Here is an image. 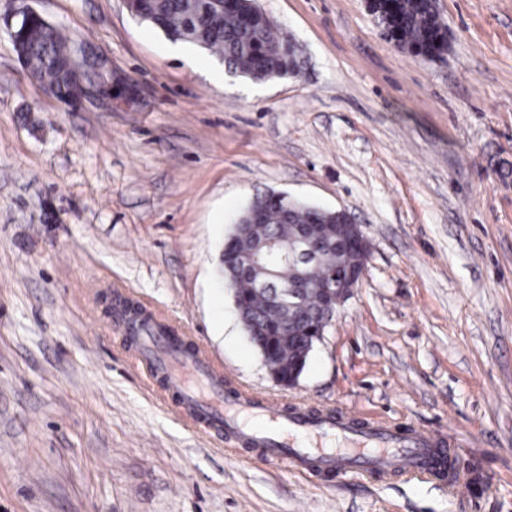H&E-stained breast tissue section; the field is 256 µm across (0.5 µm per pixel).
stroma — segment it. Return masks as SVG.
<instances>
[{"label":"stroma","instance_id":"35a3bbf8","mask_svg":"<svg viewBox=\"0 0 512 512\" xmlns=\"http://www.w3.org/2000/svg\"><path fill=\"white\" fill-rule=\"evenodd\" d=\"M298 77L177 54L124 0H0V512H512V0H438L449 48L366 0H257ZM136 89L69 106L21 67L23 8ZM344 208L372 250L298 386L219 275L256 194ZM139 303L270 407L450 439L469 488L312 477L229 450L152 392L106 300Z\"/></svg>","mask_w":512,"mask_h":512}]
</instances>
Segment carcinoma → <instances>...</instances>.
<instances>
[{"instance_id":"carcinoma-1","label":"carcinoma","mask_w":512,"mask_h":512,"mask_svg":"<svg viewBox=\"0 0 512 512\" xmlns=\"http://www.w3.org/2000/svg\"><path fill=\"white\" fill-rule=\"evenodd\" d=\"M132 9L172 42L190 43L220 60L226 70L254 82L294 75L295 48L288 58L280 56L282 42L275 34L274 22L257 11L248 0L219 7L216 0H132ZM377 21L402 49L416 57H425L442 49L439 19L432 10L431 0H382ZM23 67L28 75L51 87L63 98L65 79L63 68L71 62L74 40L41 20L30 19L20 25ZM307 224H321L320 258L306 267V279L311 285L302 302L289 307L275 303L260 290V284L270 281L286 286L295 279L294 258L302 247L300 232ZM263 232L276 241L273 253L257 248L258 266L237 273L229 282L235 307L251 343L264 364L281 386H288L301 377L307 361L305 347L315 339L305 336H279L277 327L289 316L302 325H313L323 317V297L314 288L338 262L355 264L356 255L333 236L326 218L307 208H301L284 219L279 207L265 203Z\"/></svg>"}]
</instances>
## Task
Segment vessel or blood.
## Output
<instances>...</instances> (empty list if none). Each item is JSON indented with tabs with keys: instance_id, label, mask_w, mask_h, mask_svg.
I'll return each instance as SVG.
<instances>
[{
	"instance_id": "obj_1",
	"label": "vessel or blood",
	"mask_w": 512,
	"mask_h": 512,
	"mask_svg": "<svg viewBox=\"0 0 512 512\" xmlns=\"http://www.w3.org/2000/svg\"><path fill=\"white\" fill-rule=\"evenodd\" d=\"M122 334L137 344L136 358L159 381L163 400L237 447L260 449L262 457L285 458L296 469L317 475L360 467L377 477L398 470L454 486L461 481L448 462L445 434L299 408L288 413L265 409L270 424L265 434L249 423L253 398L244 391L226 395L224 380L208 357L181 349L154 323L123 325Z\"/></svg>"
}]
</instances>
